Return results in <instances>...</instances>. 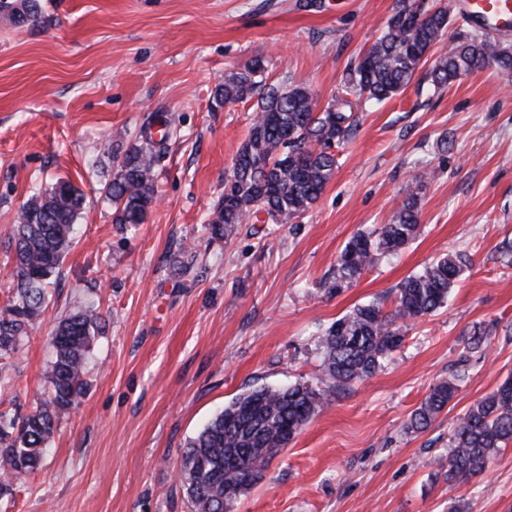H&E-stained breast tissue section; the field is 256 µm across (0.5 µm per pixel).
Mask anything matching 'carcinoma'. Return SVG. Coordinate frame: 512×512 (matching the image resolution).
<instances>
[{
    "instance_id": "cac0c4a2",
    "label": "carcinoma",
    "mask_w": 512,
    "mask_h": 512,
    "mask_svg": "<svg viewBox=\"0 0 512 512\" xmlns=\"http://www.w3.org/2000/svg\"><path fill=\"white\" fill-rule=\"evenodd\" d=\"M0 14L18 26L43 22L40 0H0ZM448 26L444 7L423 12L405 0L376 43L348 66L342 95L322 110L306 87L269 82L259 58L225 75L215 92L217 104L254 99L257 115L210 213L211 238L228 239L244 220L260 214L268 224H292L301 218L334 175L335 149L356 127L355 103H380L405 91L436 45L448 42L431 71L437 90L489 66L512 75V48L464 31L449 38ZM170 138L165 124L160 139L146 134L141 144L121 155L114 145L107 146L106 152L120 159L104 185L115 206L113 223H144L157 200L154 169L165 157ZM83 207V193L60 178L19 210L8 242L14 247L16 284L0 307V360L19 350L48 308V280L59 274L73 245L75 221ZM419 233L418 194L410 187L391 223L375 225L347 243L323 288L332 294L349 287ZM466 267L464 255L448 254L402 280L391 299H376L336 319L320 338L321 384L298 383L286 390L258 387L225 405L188 440L182 454L180 480L192 512H230L338 389L373 376L401 347L408 325L446 306ZM101 330L102 315L93 307L59 321L52 332L47 398L22 418L0 412V498L12 494L14 477L38 470L59 419L79 404L91 341ZM458 380L455 375L433 386L406 429H427L454 397ZM510 443L512 376L473 403L452 428L448 481L468 483Z\"/></svg>"
}]
</instances>
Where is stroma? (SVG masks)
Instances as JSON below:
<instances>
[{
	"mask_svg": "<svg viewBox=\"0 0 512 512\" xmlns=\"http://www.w3.org/2000/svg\"><path fill=\"white\" fill-rule=\"evenodd\" d=\"M41 27L0 16V305L19 208L57 179L85 196L48 309L0 369V407L48 395L58 318L98 307L81 401L41 468L0 512H190L182 453L225 404L256 386L318 383V341L336 319L390 295L446 254L470 263L437 315L411 325L372 377L343 388L234 512H512V446L469 483L448 481L450 431L512 375V79L490 67L434 89L425 72L358 111L331 181L296 224H205L248 136L252 102L219 106L227 73L262 59L270 81L332 102L351 61L401 0H41ZM165 117L177 136L155 169L144 223H113L102 187L116 135L138 144ZM419 187L420 236L340 292L321 286L359 232L389 223ZM196 251L181 276L183 249ZM485 344L467 346L474 325ZM465 377L422 433L411 413L457 368Z\"/></svg>",
	"mask_w": 512,
	"mask_h": 512,
	"instance_id": "1",
	"label": "stroma"
}]
</instances>
